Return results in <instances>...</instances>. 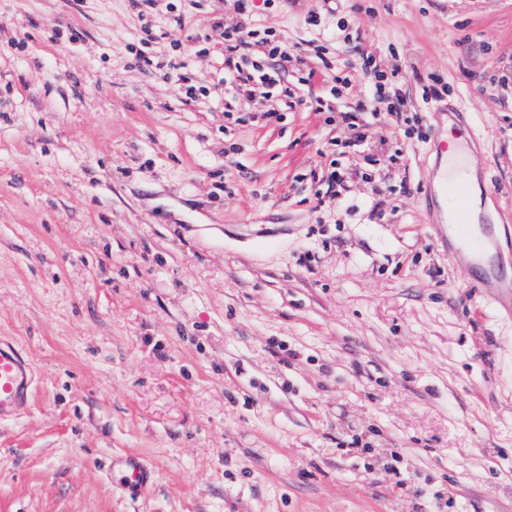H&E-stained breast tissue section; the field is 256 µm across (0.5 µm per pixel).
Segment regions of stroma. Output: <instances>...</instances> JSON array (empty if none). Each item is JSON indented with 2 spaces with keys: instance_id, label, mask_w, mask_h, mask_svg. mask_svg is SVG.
I'll list each match as a JSON object with an SVG mask.
<instances>
[{
  "instance_id": "obj_1",
  "label": "stroma",
  "mask_w": 512,
  "mask_h": 512,
  "mask_svg": "<svg viewBox=\"0 0 512 512\" xmlns=\"http://www.w3.org/2000/svg\"><path fill=\"white\" fill-rule=\"evenodd\" d=\"M247 10L294 55L268 126L219 81L229 0H0V336L36 373L0 512H512V315L430 193L432 141L469 142L512 284V0ZM178 50L192 103L142 61ZM364 52L426 140L378 117L343 154ZM112 473L121 474L120 487L126 493L135 496L144 487L154 481L153 470L138 456L126 454L112 458Z\"/></svg>"
}]
</instances>
